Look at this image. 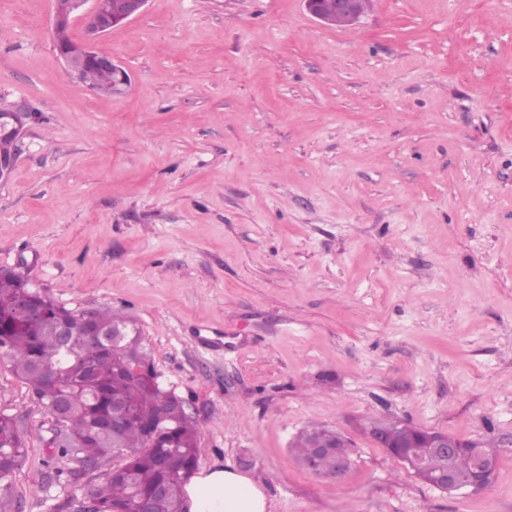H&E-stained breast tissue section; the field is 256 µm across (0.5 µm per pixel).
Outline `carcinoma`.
I'll list each match as a JSON object with an SVG mask.
<instances>
[{"label":"carcinoma","instance_id":"1","mask_svg":"<svg viewBox=\"0 0 512 512\" xmlns=\"http://www.w3.org/2000/svg\"><path fill=\"white\" fill-rule=\"evenodd\" d=\"M111 83V74L104 71L91 70L86 77V84L104 95L110 94ZM17 296L13 277L0 274V357L8 358L13 372L48 412L64 405L59 457L98 465L115 449L126 453L122 471L104 473L86 492L89 507L82 512H134L142 498L150 500V512H184V472L196 467L198 432L193 421L178 415L171 392L154 383L140 329L124 316L95 310L100 324L123 326L126 336L116 350L95 357L94 381L87 383L80 362L91 354L88 340L76 335L69 349L60 348L58 317L76 313L57 304L58 315L50 319L20 322L10 313ZM114 398L150 415L164 414L162 428L151 436L135 416L116 437L110 431L91 436L97 418L113 412ZM24 457L14 418L0 412V512L12 508L13 477Z\"/></svg>","mask_w":512,"mask_h":512}]
</instances>
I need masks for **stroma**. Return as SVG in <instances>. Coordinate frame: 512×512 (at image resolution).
I'll list each match as a JSON object with an SVG mask.
<instances>
[{"label": "stroma", "instance_id": "1", "mask_svg": "<svg viewBox=\"0 0 512 512\" xmlns=\"http://www.w3.org/2000/svg\"><path fill=\"white\" fill-rule=\"evenodd\" d=\"M53 0H0V108L33 109L0 181V268L141 328L198 427V469L274 512H512V0H148L91 93L53 48ZM26 449L19 512H74L122 463L51 469L54 422L0 359ZM396 419L494 441L490 486L445 493L372 439ZM335 430L338 478L292 440ZM307 11L325 26H351L371 9L374 0H335L326 5L322 0H303Z\"/></svg>", "mask_w": 512, "mask_h": 512}]
</instances>
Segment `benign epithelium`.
Instances as JSON below:
<instances>
[{
	"label": "benign epithelium",
	"mask_w": 512,
	"mask_h": 512,
	"mask_svg": "<svg viewBox=\"0 0 512 512\" xmlns=\"http://www.w3.org/2000/svg\"><path fill=\"white\" fill-rule=\"evenodd\" d=\"M148 0H55L51 21V35L54 48L63 63L65 77L73 82L85 83L86 74L91 69L112 73V93L124 94L131 86L126 69L112 55L103 54L98 45L101 37L116 26L129 23L141 15ZM307 11L325 26H351L371 9L373 0H335L327 5L322 0H304ZM86 20L83 36L70 39L72 27L79 20ZM32 118L31 110L26 107L0 110V137L18 141L21 131ZM17 283L24 288L15 306L16 314L30 322H38L49 314L45 303L36 300V295L27 290L29 284L20 275H15ZM79 323L98 352L115 346L122 333L99 329L93 321L90 311L79 317ZM371 437L380 447L401 460L409 469L415 471L422 466L421 457L404 447L398 436L391 431L370 430ZM415 448H427L444 457L454 455L460 446L448 434L426 431L423 440L413 444ZM332 447L320 440L313 442L310 457L304 467L314 475H321L320 458ZM493 465L478 458L469 478L463 479L448 469L433 475V486L445 492L453 493L462 489L482 491L489 487V476Z\"/></svg>",
	"instance_id": "7a95c632"
}]
</instances>
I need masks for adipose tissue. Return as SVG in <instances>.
Instances as JSON below:
<instances>
[{
  "mask_svg": "<svg viewBox=\"0 0 512 512\" xmlns=\"http://www.w3.org/2000/svg\"><path fill=\"white\" fill-rule=\"evenodd\" d=\"M190 512H273L274 504L251 477L231 467H213L185 485Z\"/></svg>",
  "mask_w": 512,
  "mask_h": 512,
  "instance_id": "ef3b65f1",
  "label": "adipose tissue"
}]
</instances>
